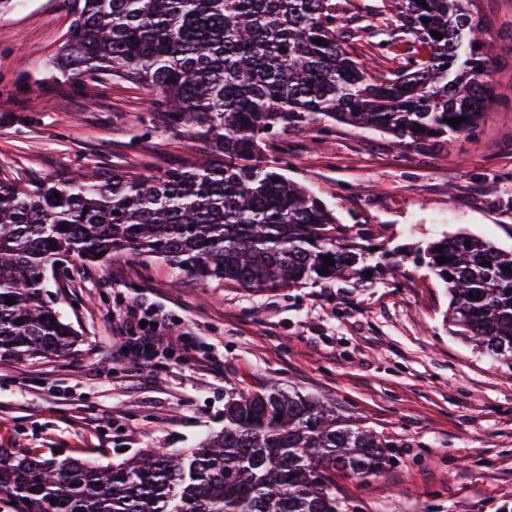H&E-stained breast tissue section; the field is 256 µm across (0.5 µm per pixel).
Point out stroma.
<instances>
[{
  "label": "stroma",
  "mask_w": 512,
  "mask_h": 512,
  "mask_svg": "<svg viewBox=\"0 0 512 512\" xmlns=\"http://www.w3.org/2000/svg\"><path fill=\"white\" fill-rule=\"evenodd\" d=\"M330 2L352 58L377 73L404 69L417 45L389 0ZM471 9L487 78L503 90L475 129L410 145L320 116L274 139L269 160L361 244L412 252L466 232L512 249V0ZM72 19L71 0H13L0 15V182L89 169L158 176L208 156L207 140L168 128L137 82L60 75ZM46 294L77 341L64 357L0 360L2 449L95 466L184 451L223 428L226 390L274 383L335 400L394 441L377 475L336 473L343 512H512V368L448 331L446 289L414 260L368 288L334 280L256 296L158 260L72 258ZM139 301L165 312L174 340L149 361L124 357L113 324ZM195 334L223 355V375L182 344Z\"/></svg>",
  "instance_id": "obj_1"
}]
</instances>
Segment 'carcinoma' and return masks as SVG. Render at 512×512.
Listing matches in <instances>:
<instances>
[{
    "instance_id": "carcinoma-1",
    "label": "carcinoma",
    "mask_w": 512,
    "mask_h": 512,
    "mask_svg": "<svg viewBox=\"0 0 512 512\" xmlns=\"http://www.w3.org/2000/svg\"><path fill=\"white\" fill-rule=\"evenodd\" d=\"M392 2L430 59L388 77L338 42L329 0H73L62 72L143 84L168 127L208 138L221 159L151 178L93 170L32 188L0 183V358L71 350L75 330L37 276L65 255L102 264L149 256L252 292L335 278L361 287L365 271L397 269L403 248L359 244L266 158L270 135L319 115L412 143L476 127L498 93L470 0ZM328 256L335 264L322 275ZM415 260L448 289L449 332L512 366V251L456 233L417 248ZM391 447L336 403L272 385L231 393L224 429L184 457L145 451L100 468L1 450L0 500L19 512H341L335 472L376 475Z\"/></svg>"
}]
</instances>
